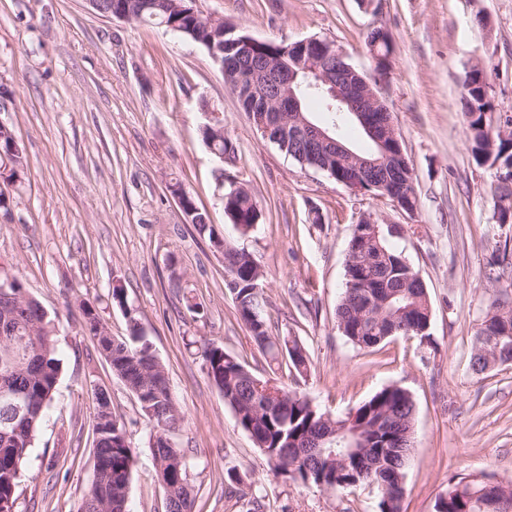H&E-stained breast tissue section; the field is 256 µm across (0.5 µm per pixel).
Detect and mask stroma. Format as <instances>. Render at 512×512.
<instances>
[{
  "mask_svg": "<svg viewBox=\"0 0 512 512\" xmlns=\"http://www.w3.org/2000/svg\"><path fill=\"white\" fill-rule=\"evenodd\" d=\"M206 14L254 38L333 42L364 74L367 32L392 38L381 86L415 174L408 213L300 165L242 110L208 51L187 38L106 17L88 0H0V121L24 150L18 176L0 181V263L58 324L62 372L22 467L15 512H79L93 476L94 392L102 387L133 450L129 512H165L151 455L155 432L133 392L83 325L91 305L114 339L134 309L162 362L183 420L193 512H376L368 488L328 492L285 481L268 467L207 377L215 343L258 376L271 369L239 320L224 258L188 224L169 192L181 183L230 243L263 270L272 336L307 349L306 376L288 391L342 418L382 387L415 402L406 512H434L450 479L512 483V365L469 368L473 337L494 297L495 243L512 224L492 219V172L467 143L461 82L485 67L495 105L512 108V0H196ZM484 24H477V17ZM224 116L236 150L219 157L202 139L210 111ZM246 185L262 219L239 235L224 214L218 177ZM372 215L419 273L432 308L428 341L396 336L376 351L353 347L336 324L348 241ZM122 286L126 307L112 298ZM198 303L189 312L187 300ZM236 473L230 481L228 473Z\"/></svg>",
  "mask_w": 512,
  "mask_h": 512,
  "instance_id": "1",
  "label": "stroma"
}]
</instances>
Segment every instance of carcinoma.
Wrapping results in <instances>:
<instances>
[{"mask_svg": "<svg viewBox=\"0 0 512 512\" xmlns=\"http://www.w3.org/2000/svg\"><path fill=\"white\" fill-rule=\"evenodd\" d=\"M155 0H137L134 20L147 25L183 31L197 45L224 46V58L239 52L237 38L245 31L222 24L209 26L193 0H179L170 8ZM367 48L387 56L392 52L388 32H368ZM253 51L267 63L277 57L279 43L262 41ZM325 115L327 125L342 124L343 117L328 108L326 97L309 92L301 97V110L309 115V104ZM461 105L467 118L468 142L475 162L494 170L493 219L512 224V113L496 112L489 93L485 70L472 69L462 85ZM203 141L219 153L235 152L231 140L213 141L211 130L202 129ZM277 147L298 163L303 149L288 133H282ZM11 155V166L24 164L23 149L12 135L0 139V153ZM315 163L336 182L354 177V171L324 151ZM390 163L401 170L406 191L397 193L395 202L405 212L417 205L413 168L395 156ZM185 212L190 223L208 234L211 246L224 248L228 259L225 287L232 295L240 321L269 363L298 374L308 372L309 354L297 339L273 337L264 314L262 284L253 256L244 250L226 247L222 235L209 222L190 191H185ZM224 214L233 226L250 232L261 217L256 201L246 189L234 193L224 189ZM488 279L512 280V238L495 243L494 260ZM8 291L18 303L0 305V381H7L18 395L21 415L0 403V512H14L16 491L22 464L33 448L44 414L53 400L62 371L57 357V327L41 304L26 292L23 284L13 283ZM113 299L125 309L129 336L117 342L119 356L112 358L111 369L129 389L143 391L139 403L156 428L158 448L152 450L154 464L173 475L165 487V512H192L194 490L187 481L188 459L185 451L170 441L169 432L182 420V414L169 387L160 380L153 364L152 345L139 319L126 309L124 289L112 290ZM337 328L347 342L359 349L376 350L394 336L430 338L431 306L426 286L407 258L393 249L384 231L373 232L369 224L354 225L345 260V283L336 308ZM500 356H512V302L497 298L489 305L475 336L470 369L485 373L492 346ZM207 375L224 396V403L235 415L237 425L251 437L274 471L293 483L320 481L336 491L373 487L378 495V512H404L405 479L409 449L403 447L414 433L415 403L411 394L397 385H386L343 418L321 411L305 395L288 391L276 378L255 375L238 357L214 343L204 349ZM111 397L99 401L94 424V475L85 490L83 505L87 512H126L132 475L133 452L122 425L111 420ZM435 512H512V490L498 486L477 498L463 489L436 499Z\"/></svg>", "mask_w": 512, "mask_h": 512, "instance_id": "carcinoma-1", "label": "carcinoma"}]
</instances>
